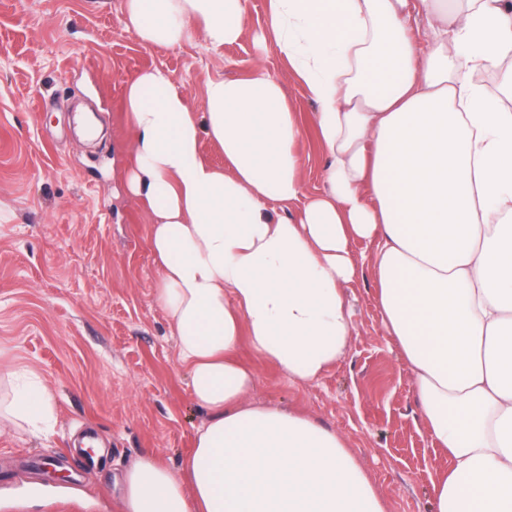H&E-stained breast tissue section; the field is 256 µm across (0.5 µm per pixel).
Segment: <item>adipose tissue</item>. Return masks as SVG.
<instances>
[{"label":"adipose tissue","instance_id":"adipose-tissue-1","mask_svg":"<svg viewBox=\"0 0 512 512\" xmlns=\"http://www.w3.org/2000/svg\"><path fill=\"white\" fill-rule=\"evenodd\" d=\"M418 3L432 39L406 25ZM246 0H124L147 46L244 35ZM267 35L317 106L329 163L305 197L302 129L282 83L256 67L208 82L197 124L169 73L128 83L129 193L147 206L155 302L206 417L179 470L124 471L122 512H386L345 441L307 414L257 404L249 347L289 380L319 378L352 337L350 245L376 244L384 329L450 465L436 512H512V0H269ZM501 72L503 99L473 79ZM208 134L217 167L200 155ZM5 412L54 417L30 382Z\"/></svg>","mask_w":512,"mask_h":512}]
</instances>
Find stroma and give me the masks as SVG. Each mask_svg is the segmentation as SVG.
Segmentation results:
<instances>
[{
  "label": "stroma",
  "mask_w": 512,
  "mask_h": 512,
  "mask_svg": "<svg viewBox=\"0 0 512 512\" xmlns=\"http://www.w3.org/2000/svg\"><path fill=\"white\" fill-rule=\"evenodd\" d=\"M124 0H0V345L55 395L48 437L0 438V512H118L126 465L146 452L178 468L205 418L168 324L141 202L126 188L134 164L124 110L129 81L168 71L195 116L216 77L256 66L279 80L303 129L296 144L304 193L324 188L328 163L315 105L272 43L267 0H248L245 33L214 52L203 42L146 47L123 21ZM346 288L353 331L344 355L316 381L290 382L241 349L257 381L249 397L298 406L342 437L387 512H434L448 461L436 452L410 371L381 322L372 259ZM57 457L66 479L41 470Z\"/></svg>",
  "instance_id": "stroma-1"
}]
</instances>
